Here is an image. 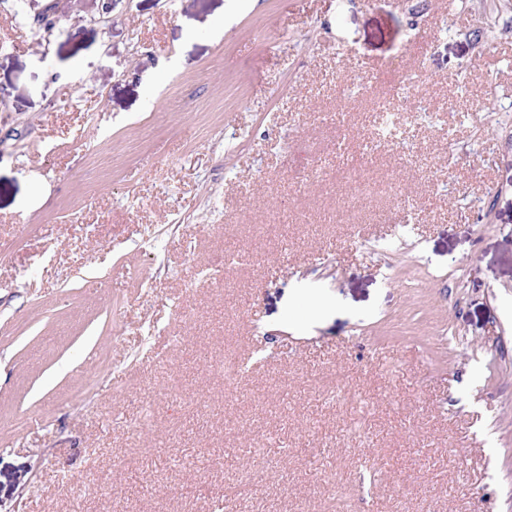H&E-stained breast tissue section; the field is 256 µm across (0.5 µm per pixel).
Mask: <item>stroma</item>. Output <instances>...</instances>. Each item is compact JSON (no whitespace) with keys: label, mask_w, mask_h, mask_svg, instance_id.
<instances>
[{"label":"stroma","mask_w":512,"mask_h":512,"mask_svg":"<svg viewBox=\"0 0 512 512\" xmlns=\"http://www.w3.org/2000/svg\"><path fill=\"white\" fill-rule=\"evenodd\" d=\"M18 471L0 512H512V8L0 0Z\"/></svg>","instance_id":"obj_1"}]
</instances>
